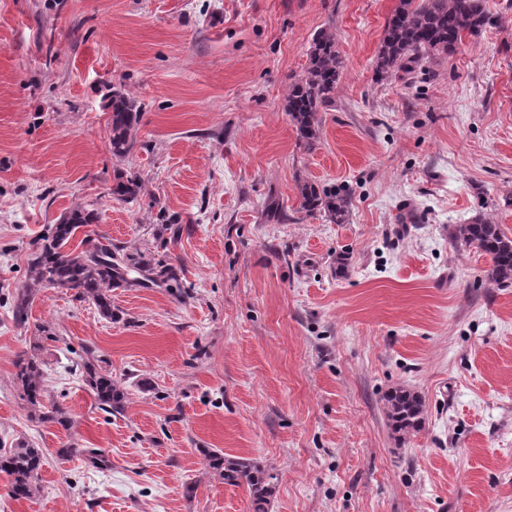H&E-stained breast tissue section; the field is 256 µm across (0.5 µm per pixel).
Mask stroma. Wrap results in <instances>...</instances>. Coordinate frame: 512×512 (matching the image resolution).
I'll use <instances>...</instances> for the list:
<instances>
[{
  "mask_svg": "<svg viewBox=\"0 0 512 512\" xmlns=\"http://www.w3.org/2000/svg\"><path fill=\"white\" fill-rule=\"evenodd\" d=\"M398 4L0 0V450L46 458L34 499L0 475V512H252L209 448L274 475L268 512H512V285L450 239L479 212L512 237V0H487L497 25L452 55L380 82ZM326 27L345 68L309 151L285 96ZM106 81L143 114L122 159ZM119 172L137 199L112 195ZM305 179L349 189L346 223L299 212ZM76 207L98 215L92 240L176 283L113 289L110 320L43 288L16 323L31 251ZM43 325L67 428L13 382ZM84 349L122 412L74 371ZM396 388L423 399L418 432L390 425ZM93 360V357H88L82 361L81 373L85 386L94 395L101 410L110 414L121 411L124 392L118 382L112 379V373L99 368Z\"/></svg>",
  "mask_w": 512,
  "mask_h": 512,
  "instance_id": "obj_1",
  "label": "stroma"
}]
</instances>
